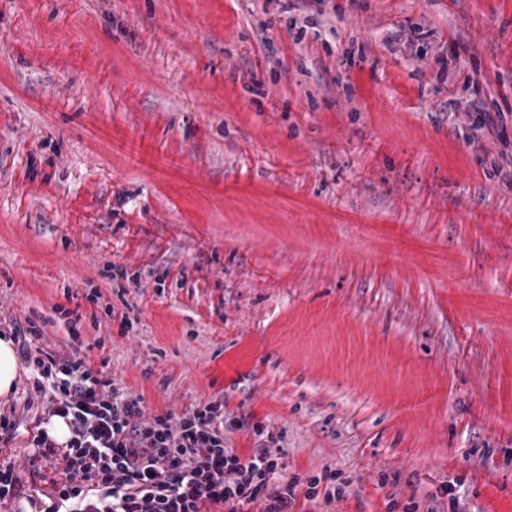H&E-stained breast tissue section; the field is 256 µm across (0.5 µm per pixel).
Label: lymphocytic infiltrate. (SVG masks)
<instances>
[{
    "label": "lymphocytic infiltrate",
    "mask_w": 512,
    "mask_h": 512,
    "mask_svg": "<svg viewBox=\"0 0 512 512\" xmlns=\"http://www.w3.org/2000/svg\"><path fill=\"white\" fill-rule=\"evenodd\" d=\"M11 333L45 413L65 419L70 437L57 444L35 425L30 474L0 462V510L30 493L33 477L47 486L45 512H295L297 496L330 502L345 493L333 472L285 478L281 448H229L223 405L145 415L141 397L119 392L79 355L37 347L36 326Z\"/></svg>",
    "instance_id": "1"
}]
</instances>
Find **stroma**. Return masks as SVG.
Returning <instances> with one entry per match:
<instances>
[{
	"mask_svg": "<svg viewBox=\"0 0 512 512\" xmlns=\"http://www.w3.org/2000/svg\"><path fill=\"white\" fill-rule=\"evenodd\" d=\"M332 3L0 0V329L349 480L299 512H512V0Z\"/></svg>",
	"mask_w": 512,
	"mask_h": 512,
	"instance_id": "35a3bbf8",
	"label": "stroma"
}]
</instances>
